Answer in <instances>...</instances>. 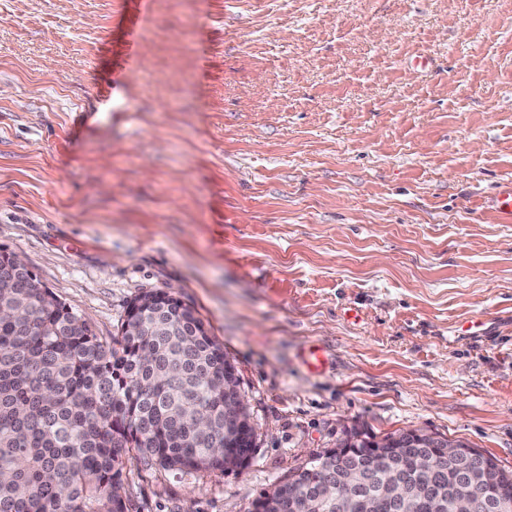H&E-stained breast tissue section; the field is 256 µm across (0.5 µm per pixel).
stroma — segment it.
Wrapping results in <instances>:
<instances>
[{
	"mask_svg": "<svg viewBox=\"0 0 512 512\" xmlns=\"http://www.w3.org/2000/svg\"><path fill=\"white\" fill-rule=\"evenodd\" d=\"M509 178L512 0H0V246L102 336L170 291L255 429L129 461L136 512H250L347 429L512 471Z\"/></svg>",
	"mask_w": 512,
	"mask_h": 512,
	"instance_id": "1",
	"label": "stroma"
}]
</instances>
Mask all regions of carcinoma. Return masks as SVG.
<instances>
[{
  "label": "carcinoma",
  "mask_w": 512,
  "mask_h": 512,
  "mask_svg": "<svg viewBox=\"0 0 512 512\" xmlns=\"http://www.w3.org/2000/svg\"><path fill=\"white\" fill-rule=\"evenodd\" d=\"M139 299L145 329L129 335L123 321L108 341L26 270L0 288V512H133L125 455L178 472L226 474L249 463L253 425L224 417V397L239 391L224 346L168 292ZM353 434L345 431L338 446L362 475L376 466L411 478L426 457L437 490L485 494V512H499L494 492L512 488V473L495 461L485 472L443 461L433 448H402V432L373 449L350 444ZM117 438L125 447H113ZM327 457L254 504L287 512L288 495H307Z\"/></svg>",
  "instance_id": "carcinoma-1"
}]
</instances>
